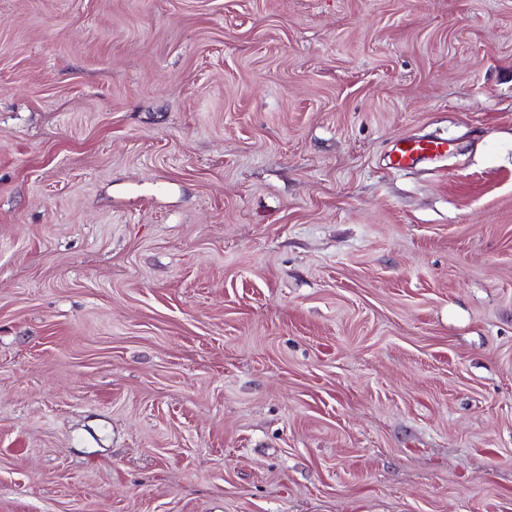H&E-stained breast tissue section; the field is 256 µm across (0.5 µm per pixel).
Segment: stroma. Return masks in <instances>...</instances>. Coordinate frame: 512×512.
<instances>
[{"mask_svg":"<svg viewBox=\"0 0 512 512\" xmlns=\"http://www.w3.org/2000/svg\"><path fill=\"white\" fill-rule=\"evenodd\" d=\"M0 512H512V0H0ZM448 152V142L434 138H403L398 140L390 155L394 168H408L418 163L434 160Z\"/></svg>","mask_w":512,"mask_h":512,"instance_id":"stroma-1","label":"stroma"}]
</instances>
